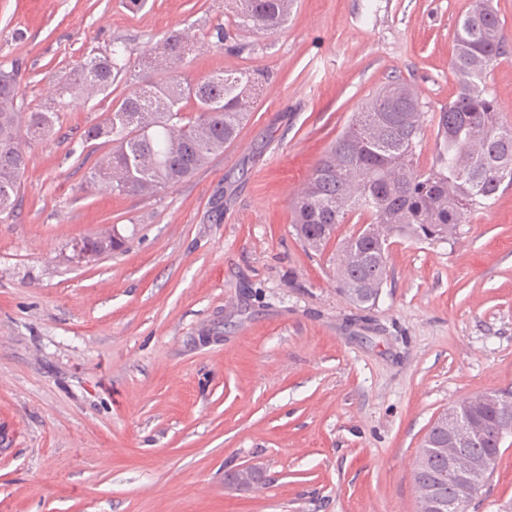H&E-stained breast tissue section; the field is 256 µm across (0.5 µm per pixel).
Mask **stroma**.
I'll return each mask as SVG.
<instances>
[{"label":"stroma","instance_id":"35a3bbf8","mask_svg":"<svg viewBox=\"0 0 512 512\" xmlns=\"http://www.w3.org/2000/svg\"><path fill=\"white\" fill-rule=\"evenodd\" d=\"M475 0H295L280 32L211 45L224 0H0V69L19 101L59 113L23 139L22 202L0 221V512H417L431 424L512 390V188L455 238L395 239L376 307L336 287L291 204L352 112L387 82L434 115L457 91L453 31ZM507 54L489 77L512 120V0H491ZM170 30L184 69L263 73L247 124L207 167L156 196L85 186L84 131L109 100L59 87L91 51ZM120 250L76 262L80 238ZM253 465L262 484L235 488ZM512 501V435L468 512Z\"/></svg>","mask_w":512,"mask_h":512}]
</instances>
